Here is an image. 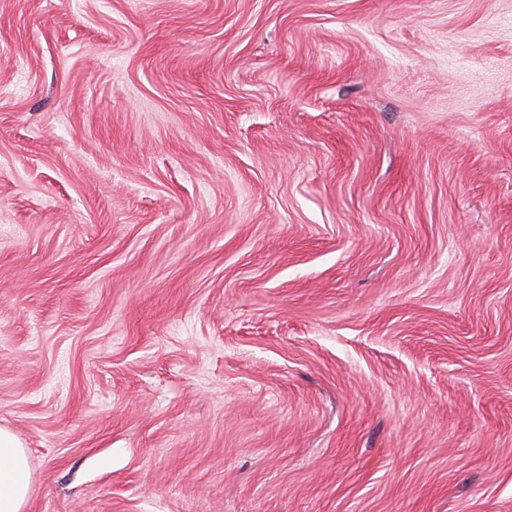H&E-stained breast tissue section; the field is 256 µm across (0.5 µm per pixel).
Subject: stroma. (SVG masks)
Listing matches in <instances>:
<instances>
[{
	"label": "stroma",
	"instance_id": "stroma-1",
	"mask_svg": "<svg viewBox=\"0 0 512 512\" xmlns=\"http://www.w3.org/2000/svg\"><path fill=\"white\" fill-rule=\"evenodd\" d=\"M23 512H512V0H0Z\"/></svg>",
	"mask_w": 512,
	"mask_h": 512
}]
</instances>
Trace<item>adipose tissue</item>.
Wrapping results in <instances>:
<instances>
[{"mask_svg": "<svg viewBox=\"0 0 512 512\" xmlns=\"http://www.w3.org/2000/svg\"><path fill=\"white\" fill-rule=\"evenodd\" d=\"M30 491L26 451L14 433L0 428V512H21Z\"/></svg>", "mask_w": 512, "mask_h": 512, "instance_id": "adipose-tissue-1", "label": "adipose tissue"}]
</instances>
